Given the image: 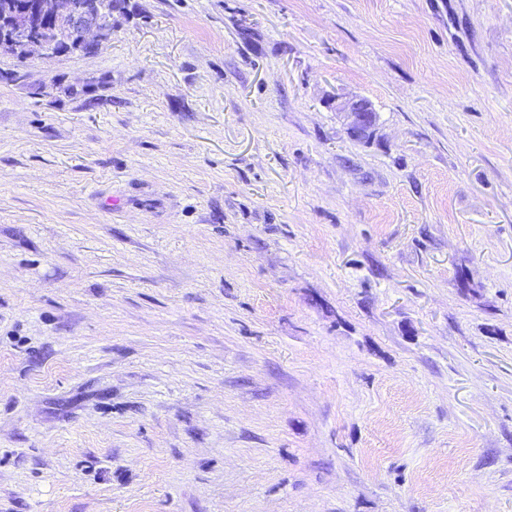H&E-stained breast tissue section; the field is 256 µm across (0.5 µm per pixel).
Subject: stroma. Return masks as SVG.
I'll return each instance as SVG.
<instances>
[{"instance_id":"1","label":"stroma","mask_w":512,"mask_h":512,"mask_svg":"<svg viewBox=\"0 0 512 512\" xmlns=\"http://www.w3.org/2000/svg\"><path fill=\"white\" fill-rule=\"evenodd\" d=\"M12 70L0 512H512V0H119ZM336 110L343 119L347 133L354 140L366 141L375 136L377 113L371 102L359 97L337 102Z\"/></svg>"}]
</instances>
